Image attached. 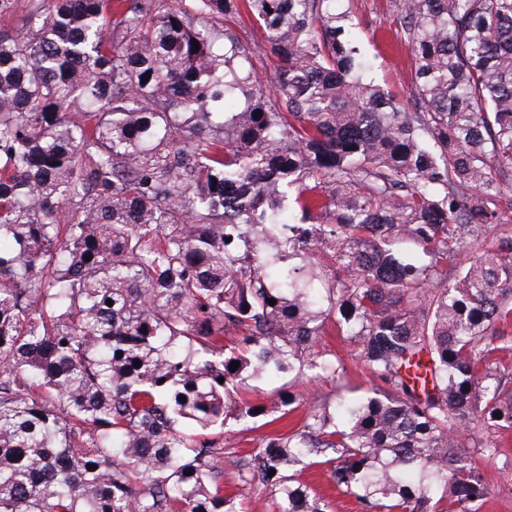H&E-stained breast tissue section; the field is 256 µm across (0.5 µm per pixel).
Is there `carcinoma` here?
<instances>
[{
    "label": "carcinoma",
    "mask_w": 512,
    "mask_h": 512,
    "mask_svg": "<svg viewBox=\"0 0 512 512\" xmlns=\"http://www.w3.org/2000/svg\"><path fill=\"white\" fill-rule=\"evenodd\" d=\"M398 7L412 110L336 0H28L0 29V512H233L227 418L297 401L239 390L339 381L328 323L374 386L240 480L328 512L310 459L361 512H480L460 449L512 432V0ZM232 28L241 41L247 42L251 46H262L265 44L264 31L247 14H243L238 18L236 23L232 24Z\"/></svg>",
    "instance_id": "1"
}]
</instances>
